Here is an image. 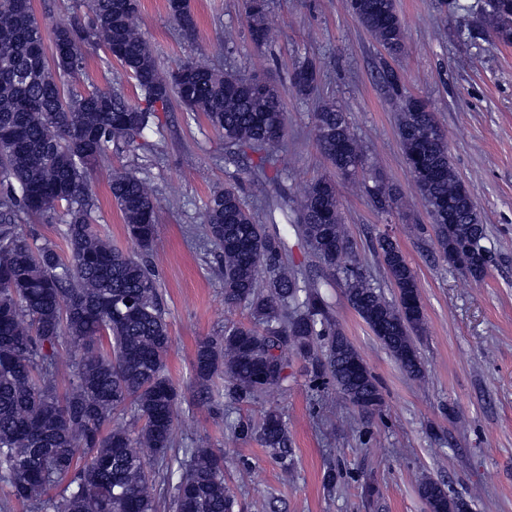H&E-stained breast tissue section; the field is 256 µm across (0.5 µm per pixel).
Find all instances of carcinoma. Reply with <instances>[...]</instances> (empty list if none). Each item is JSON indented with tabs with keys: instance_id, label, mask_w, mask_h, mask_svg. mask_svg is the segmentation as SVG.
I'll use <instances>...</instances> for the list:
<instances>
[{
	"instance_id": "obj_1",
	"label": "carcinoma",
	"mask_w": 512,
	"mask_h": 512,
	"mask_svg": "<svg viewBox=\"0 0 512 512\" xmlns=\"http://www.w3.org/2000/svg\"><path fill=\"white\" fill-rule=\"evenodd\" d=\"M82 4L84 12L51 20L52 46L64 51L48 57L33 0H0V512H12L16 502L30 512H158L165 491L173 512H234L224 456L202 440L178 447L185 393L167 374L170 336L148 259L157 200L136 172L112 173V202L132 244L113 247L92 229L100 161L146 150V132L159 127L158 113L175 101L205 116L224 139L225 160L240 168L239 184L210 195L202 230L219 251L225 306L245 305L250 321L197 341L191 397L198 404H217L225 393L237 404L258 402L286 382L289 348L309 365L312 389L331 385L362 418H373L383 396L322 288L336 282L405 374L420 380L425 322L417 277L387 234L375 237L373 249L395 300L362 274L330 175L310 183L292 223L301 245L324 264L323 276L290 263L287 239L258 223L244 202L246 187L268 210L280 207L283 171L275 146L286 131L283 98L314 91L313 62L298 65L291 88L273 84L257 95L247 78L194 59L161 70L136 25L140 0ZM345 6L389 55L404 53L396 0H345ZM268 8V0H252L246 10L258 46L268 37ZM167 11L184 35L196 34L191 0H167ZM484 11L485 25L512 44V0H484ZM114 44L122 48L116 62L141 93L136 101L111 87L76 89L88 56L101 51L110 59ZM384 80L399 104L400 144L439 250L450 267L480 279L491 262L486 225L455 172L446 137H436L435 113L405 94L394 70ZM314 128L334 172L356 178L366 150L347 113L324 103ZM366 191L384 210L402 206L382 179ZM60 211L62 246L21 227L25 217L49 223ZM72 344L81 352L69 360L61 393L59 356ZM125 412L132 423L114 421ZM257 433L275 459L289 460L288 431L277 411H266ZM418 495L428 512L469 510L434 479L422 480Z\"/></svg>"
}]
</instances>
